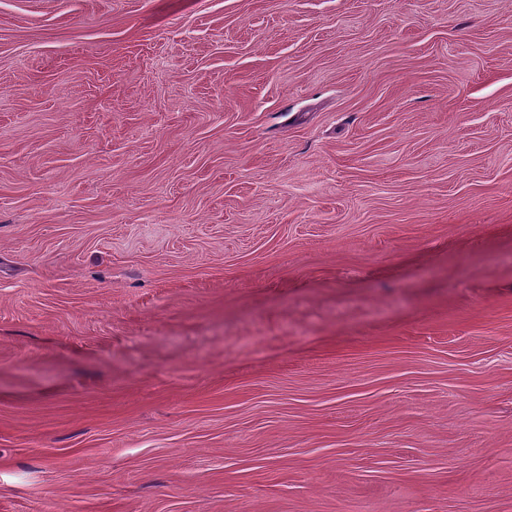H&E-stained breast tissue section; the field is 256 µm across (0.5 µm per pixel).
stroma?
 I'll return each mask as SVG.
<instances>
[{
    "label": "stroma",
    "instance_id": "1",
    "mask_svg": "<svg viewBox=\"0 0 512 512\" xmlns=\"http://www.w3.org/2000/svg\"><path fill=\"white\" fill-rule=\"evenodd\" d=\"M0 512H512V0H0Z\"/></svg>",
    "mask_w": 512,
    "mask_h": 512
}]
</instances>
